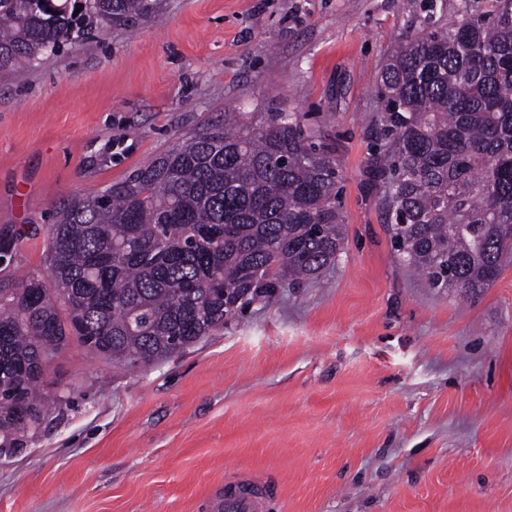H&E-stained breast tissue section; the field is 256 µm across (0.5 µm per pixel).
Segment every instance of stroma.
I'll return each instance as SVG.
<instances>
[{"instance_id": "1", "label": "stroma", "mask_w": 512, "mask_h": 512, "mask_svg": "<svg viewBox=\"0 0 512 512\" xmlns=\"http://www.w3.org/2000/svg\"><path fill=\"white\" fill-rule=\"evenodd\" d=\"M421 0H160L0 81V281L49 278L60 202L125 179L225 109L302 116L342 177L344 248L162 362L68 340L39 430L0 449V512H512V264L467 295L397 257L368 174L381 74ZM269 487L259 481L241 479L224 485V493L211 501V512H265Z\"/></svg>"}]
</instances>
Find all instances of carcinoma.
Masks as SVG:
<instances>
[{"instance_id": "1", "label": "carcinoma", "mask_w": 512, "mask_h": 512, "mask_svg": "<svg viewBox=\"0 0 512 512\" xmlns=\"http://www.w3.org/2000/svg\"><path fill=\"white\" fill-rule=\"evenodd\" d=\"M0 0V74L58 53L83 22L156 0ZM401 40L381 75L370 159L394 250L432 288L475 292L512 262V0ZM338 164L273 106L226 112L103 193L61 204L50 283L0 285V448L40 427L46 366L72 336L131 366L171 357L254 300L309 279L344 242Z\"/></svg>"}]
</instances>
